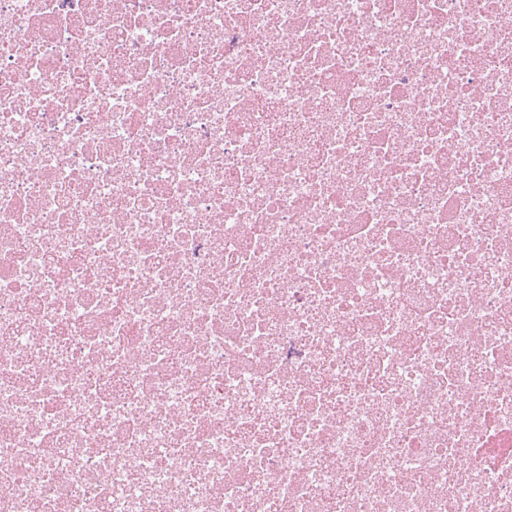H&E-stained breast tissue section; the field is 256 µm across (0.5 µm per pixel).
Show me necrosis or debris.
Here are the masks:
<instances>
[{"label": "necrosis or debris", "instance_id": "1", "mask_svg": "<svg viewBox=\"0 0 512 512\" xmlns=\"http://www.w3.org/2000/svg\"><path fill=\"white\" fill-rule=\"evenodd\" d=\"M0 512H512V0H0Z\"/></svg>", "mask_w": 512, "mask_h": 512}]
</instances>
